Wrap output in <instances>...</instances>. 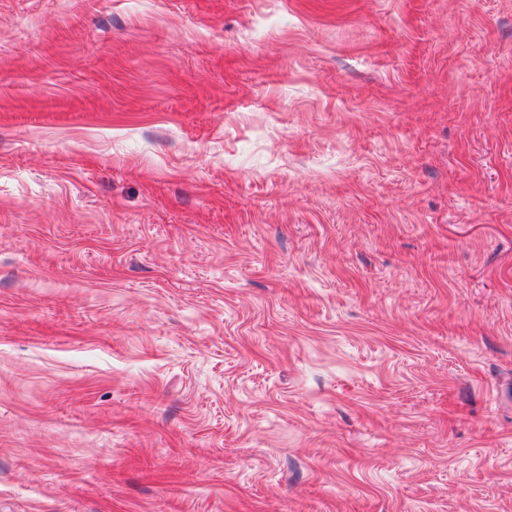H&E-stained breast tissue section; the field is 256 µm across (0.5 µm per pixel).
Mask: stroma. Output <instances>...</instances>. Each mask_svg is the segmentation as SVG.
Here are the masks:
<instances>
[{
    "instance_id": "35a3bbf8",
    "label": "stroma",
    "mask_w": 512,
    "mask_h": 512,
    "mask_svg": "<svg viewBox=\"0 0 512 512\" xmlns=\"http://www.w3.org/2000/svg\"><path fill=\"white\" fill-rule=\"evenodd\" d=\"M0 512H512V0H0Z\"/></svg>"
}]
</instances>
